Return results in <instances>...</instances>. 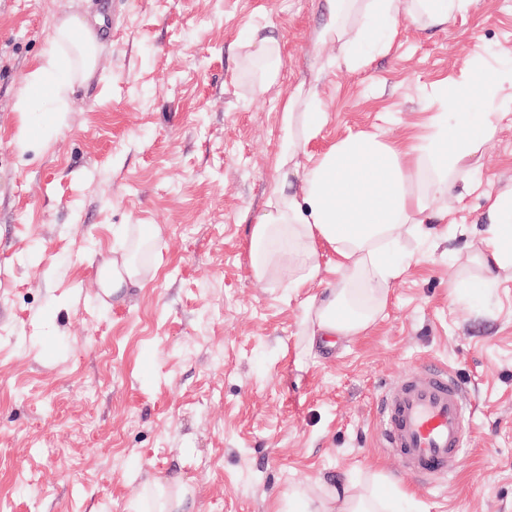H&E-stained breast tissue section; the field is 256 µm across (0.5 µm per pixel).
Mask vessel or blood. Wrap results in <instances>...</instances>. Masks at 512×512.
Returning <instances> with one entry per match:
<instances>
[{"instance_id":"vessel-or-blood-1","label":"vessel or blood","mask_w":512,"mask_h":512,"mask_svg":"<svg viewBox=\"0 0 512 512\" xmlns=\"http://www.w3.org/2000/svg\"><path fill=\"white\" fill-rule=\"evenodd\" d=\"M466 410L463 388L446 368L406 378L380 405L387 447L414 477L448 475L464 448Z\"/></svg>"}]
</instances>
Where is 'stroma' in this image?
<instances>
[{"instance_id": "obj_1", "label": "stroma", "mask_w": 512, "mask_h": 512, "mask_svg": "<svg viewBox=\"0 0 512 512\" xmlns=\"http://www.w3.org/2000/svg\"><path fill=\"white\" fill-rule=\"evenodd\" d=\"M325 0H0V512H146L181 476L195 512H269L320 481L395 512H512V269L481 290L488 201L512 187V87L479 187L449 203L439 244L404 238L409 267L377 321L304 350L305 291L250 269L283 112L316 89L318 155L359 131L399 139L440 111L437 81L512 55V0H476L441 29L400 20L368 63L319 45ZM112 28L59 126L22 144L15 110L52 25ZM276 32L274 56L262 40ZM157 230L141 287L98 286L127 230ZM447 366L468 405L458 470L417 480L379 439L375 406L407 373Z\"/></svg>"}]
</instances>
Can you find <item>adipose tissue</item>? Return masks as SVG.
<instances>
[{
  "instance_id": "adipose-tissue-1",
  "label": "adipose tissue",
  "mask_w": 512,
  "mask_h": 512,
  "mask_svg": "<svg viewBox=\"0 0 512 512\" xmlns=\"http://www.w3.org/2000/svg\"><path fill=\"white\" fill-rule=\"evenodd\" d=\"M475 0H327V19L318 40L341 43L364 62L374 49L388 46L398 18L407 15L422 27H442ZM100 46L92 27L75 18L56 21L39 61L30 71L16 109L29 114L28 126L40 131L56 126L74 92L78 75L90 74ZM512 84V67L498 79L474 71L464 82H440L441 112L402 138L387 142L360 132L332 144L304 166L299 188L287 173L273 187L272 210L260 214L251 229L250 265L256 280L276 269H293L299 289L328 267L335 278L321 293L302 303L307 350L330 338L356 336L376 320L393 281L408 265L401 243L411 235L440 236L448 221L444 199L471 190L474 181L461 165L494 137L503 84ZM314 91L291 96L284 112L288 139L280 160L294 161L324 122ZM483 263L488 271L512 267V190L489 204L483 229ZM332 255L322 262L323 252ZM98 283L107 294L140 284L144 269L132 253L104 264ZM276 512H378L371 500L354 497L327 484L320 496L295 491Z\"/></svg>"
}]
</instances>
